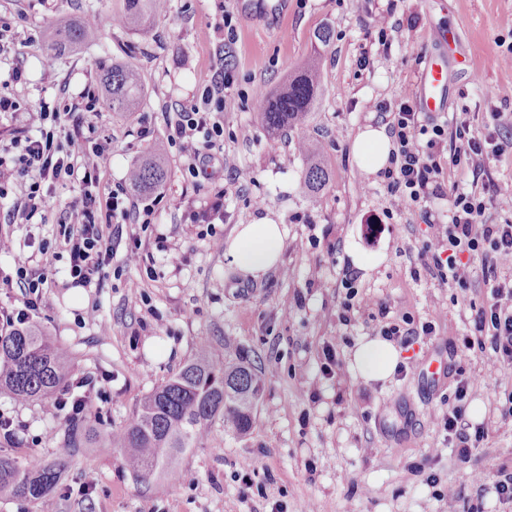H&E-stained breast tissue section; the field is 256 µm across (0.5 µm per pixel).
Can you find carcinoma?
<instances>
[{
  "label": "carcinoma",
  "mask_w": 512,
  "mask_h": 512,
  "mask_svg": "<svg viewBox=\"0 0 512 512\" xmlns=\"http://www.w3.org/2000/svg\"><path fill=\"white\" fill-rule=\"evenodd\" d=\"M167 12L168 6L161 5L160 0H126L124 13L113 22L146 37L151 20ZM98 20L94 11L75 21L58 23L48 33V47L61 52L81 46L97 36ZM98 70L108 110H134L143 90L139 72L128 65L105 62ZM316 94L315 65L311 63L288 79L284 87L262 98L261 121L267 133L274 137L287 128L303 127ZM298 151L310 158L302 187L316 199L327 182L326 172L317 160L320 148L300 139ZM166 178L164 148L156 142L131 165L128 186L137 195H148L158 190ZM72 370L68 351L51 341L38 326L32 324L0 334V394L19 402H45L68 384ZM262 386L261 368L242 357L215 362L203 348L144 399L128 424L105 435L74 424L67 431V445L74 450L101 444L120 448L124 464L139 481L165 478L174 482L180 472L179 457L200 444L216 421L238 434L249 431ZM66 465L64 458L22 464L0 455V498L43 500L58 488Z\"/></svg>",
  "instance_id": "cac0c4a2"
}]
</instances>
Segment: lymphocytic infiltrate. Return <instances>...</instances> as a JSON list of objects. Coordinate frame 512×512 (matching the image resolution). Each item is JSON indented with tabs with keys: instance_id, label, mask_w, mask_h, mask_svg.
Instances as JSON below:
<instances>
[{
	"instance_id": "1",
	"label": "lymphocytic infiltrate",
	"mask_w": 512,
	"mask_h": 512,
	"mask_svg": "<svg viewBox=\"0 0 512 512\" xmlns=\"http://www.w3.org/2000/svg\"><path fill=\"white\" fill-rule=\"evenodd\" d=\"M233 83L230 69L221 67L203 94L201 102L181 106L168 121L169 139L180 143L191 177H205L217 155L224 152V126L217 112L224 109V91ZM99 99L87 94L84 100L62 107H42L40 119H51L64 133L56 140L53 132L24 138L21 153L12 159L0 157V201H7L10 181L29 178L23 198L8 203L10 223L29 224L45 218L56 197L52 185L69 178L77 194L67 204L59 244L69 254L67 275L72 285L87 287L107 276L112 264V227L116 224L152 222L154 202H135L126 182L109 183L112 150L93 143L87 113L96 111ZM376 111L390 118L389 132L394 149L383 171L388 193L396 209L420 207L424 221L438 242L430 260L439 279L450 287L468 290L472 259H479L490 300L475 318V336L465 340L466 349H491L495 360L512 365V222L484 223L485 199L473 192L455 193L448 202V216L441 219L426 211L430 199L443 194L445 163L467 161L473 175H480L485 157L497 155L512 146V132L500 126L477 133L468 119L455 128L424 123L406 98L396 106L379 103ZM454 141L452 153H444L447 141ZM17 285L22 306L7 317L8 323H25L35 314L48 282L47 271H33L25 257L16 259ZM469 381L459 377L452 406L443 419L449 444L458 450L461 462H469L472 450L483 439L485 425L469 427L465 421Z\"/></svg>"
}]
</instances>
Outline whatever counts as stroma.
Masks as SVG:
<instances>
[{
  "mask_svg": "<svg viewBox=\"0 0 512 512\" xmlns=\"http://www.w3.org/2000/svg\"><path fill=\"white\" fill-rule=\"evenodd\" d=\"M94 5L97 40L73 51L45 48L60 19ZM125 0H0V23L15 39L0 53V94L15 97L33 117L30 128L52 129L40 120V103L76 100L98 91L96 63L108 59L137 67L144 94L132 112L88 113L94 142L110 145L112 182L149 150L141 126L155 139L168 136V118L179 103L200 99L216 70L228 65L234 83L224 93V160L211 178L196 181L184 166L180 144L168 143V174L153 222L125 224L112 236V267L90 287L71 286L66 252L53 260V281L32 321L66 347L75 368L99 378L87 422L100 433L125 425L143 397L174 376L201 344L223 359L225 342L256 362L262 396L247 434L215 422L208 437L180 463L197 481H136L116 448H85L68 455L67 422L46 414L39 402L0 397V409L19 423L0 436V454L20 462L67 458L58 489L42 501L0 500V512H448L442 495L459 489L478 512H512L492 490L498 461L512 454V419L497 410L512 394V369L491 352L466 350L477 310L488 289L473 273L467 294L442 284L420 252L432 236L422 211H396L380 173L359 167L353 143L365 127L385 125L378 101L417 100L427 57L448 62V110L441 122L468 115L475 130L493 113L512 122V72L498 63L512 46V0H283L272 26L243 17L241 0H170L149 37L115 26ZM238 17L235 40L217 26L223 11ZM385 13L393 30L379 39L375 15ZM330 27L332 38L317 33ZM445 29L446 44L429 33ZM318 58L319 93L303 131L272 137L260 117V96L276 90L310 58ZM21 81H11L14 69ZM322 145L328 173L318 202L302 193L306 159L299 137ZM251 182L237 184V174ZM512 188V149L486 160L473 177L467 166L445 170L447 211L458 190L485 194L487 185ZM224 194V215L212 226L228 238L236 225L267 217L286 230L280 268L264 278L244 277L190 223L186 200L205 204ZM58 204L45 223L11 224L0 211V236L13 244L0 251V315L21 305L15 253L33 259L40 242L53 240L63 219L69 181L56 184ZM142 241L141 268L125 267L130 236ZM353 275L363 305L345 309V275ZM142 280L134 293L133 280ZM432 323L434 332L399 346V364L384 382L348 376L358 341L375 336V324ZM470 381L469 401L480 408L488 434L475 448L476 462L461 465L448 445L442 419L454 398L457 371ZM253 464L250 492H242L240 465ZM98 485L83 494L84 475Z\"/></svg>",
  "mask_w": 512,
  "mask_h": 512,
  "instance_id": "1",
  "label": "stroma"
}]
</instances>
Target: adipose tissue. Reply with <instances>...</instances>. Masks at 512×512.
I'll list each match as a JSON object with an SVG mask.
<instances>
[{"instance_id":"adipose-tissue-1","label":"adipose tissue","mask_w":512,"mask_h":512,"mask_svg":"<svg viewBox=\"0 0 512 512\" xmlns=\"http://www.w3.org/2000/svg\"><path fill=\"white\" fill-rule=\"evenodd\" d=\"M391 148L385 130L370 126L359 132L353 144L359 166L369 173L386 165ZM284 239V228L264 218L238 225L226 241L224 254L241 274L257 280L280 264ZM398 362L399 352L392 343L366 337L356 347L349 367L364 381L383 382L392 377Z\"/></svg>"}]
</instances>
